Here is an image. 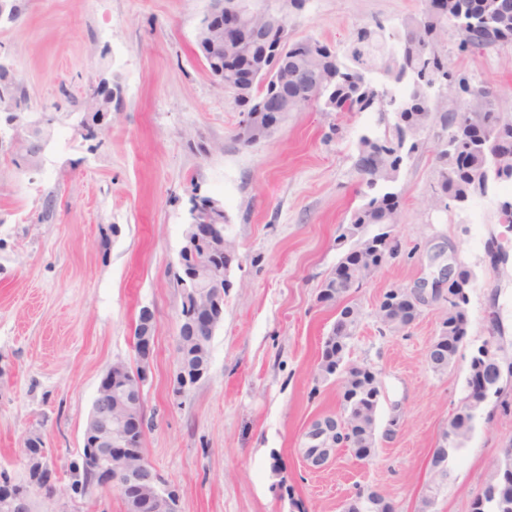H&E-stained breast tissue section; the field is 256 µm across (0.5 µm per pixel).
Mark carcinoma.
Returning a JSON list of instances; mask_svg holds the SVG:
<instances>
[{"label": "carcinoma", "instance_id": "cac0c4a2", "mask_svg": "<svg viewBox=\"0 0 512 512\" xmlns=\"http://www.w3.org/2000/svg\"><path fill=\"white\" fill-rule=\"evenodd\" d=\"M426 7L407 17L398 31L383 38L381 25L359 27L350 43L342 51L317 40L314 51L305 55V46L296 41L288 42V54L302 57V78L298 82L288 79L289 100L296 109L316 108L322 112H378L383 130L360 137L354 168L368 189L374 191L369 199L351 215L350 224L342 228L338 240H354V245L344 253L336 268L324 280L317 299L319 302L340 308L339 316L346 318L350 331L359 326L363 312L361 306L347 300L351 286L373 278L379 268L373 255L378 253L387 260L398 256L397 248L384 242L378 235L368 234V227L376 224H396L401 209V193L392 190L404 157L418 149V140L412 130H424L433 124L440 125L442 143L452 140L460 149L459 158L448 155L447 149L439 152L442 165L434 189L437 197L471 198L478 194L472 173L487 164V156L480 144L481 136L491 133L498 142L508 146L500 163L512 170V117L501 112V101L495 92L484 85L472 84L464 74L452 75L454 86L472 96L469 113L455 120L456 101L452 91L430 104L424 89L410 81L415 72L426 68H447L448 54L439 49L447 33L448 19L453 18L466 27L457 30L460 54L474 53L489 48L483 43H469V33L474 28L492 27L497 32L496 46L512 44V0H425ZM406 82L409 93L395 104L397 112L386 118L382 101H390V84ZM248 137L265 139L270 135L266 112L253 108ZM464 297L452 304L441 323V336L446 339L444 350L429 354L433 370L444 371L454 361L460 347L469 336L468 305ZM402 315L395 324L381 313L376 317L390 330L400 331L412 324L419 312L405 302ZM353 335L333 337L332 351L336 361L348 363V349ZM207 336L191 338L179 336L180 360L188 366L197 365L201 358L209 357ZM368 366L354 365L347 378L337 381L342 389V399L358 393L362 410L342 405L345 423L350 427L351 450L354 457L365 461L373 457L376 447V412L368 399L380 389V382L366 370ZM512 376V364L503 366L494 357L473 353L466 377V395L456 408L443 432L445 450L434 454L431 465L435 474L448 468L449 454L458 451L474 429L476 411L492 395L502 392L503 373ZM365 512H394L393 505L375 491L368 493ZM471 512H512V448H506L494 460L493 471L481 492L472 502Z\"/></svg>", "mask_w": 512, "mask_h": 512}]
</instances>
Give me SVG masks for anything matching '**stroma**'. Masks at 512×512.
<instances>
[{"mask_svg":"<svg viewBox=\"0 0 512 512\" xmlns=\"http://www.w3.org/2000/svg\"><path fill=\"white\" fill-rule=\"evenodd\" d=\"M19 4V20L0 27V69L26 114L54 122L35 170L0 129V471L24 479L23 442L35 433L58 474L53 493L34 494L33 512H125L113 487L74 494L64 467L79 454L103 373L115 363L136 368L134 328L147 306L157 339L142 446L177 489L180 512H343L348 498L372 489L395 512H418L473 352L493 335L512 355V224L500 221L512 184L492 185L469 207H433L440 128L422 133L396 183L402 206L391 232L400 252L354 294L363 317L349 359L381 381L376 452L360 461L341 448L328 467L310 470L302 436L340 410L336 381L316 377L336 320L317 295L344 252L342 225L365 200L356 144L378 128L379 113L287 112L270 137L246 147L235 139L239 110L195 50L211 0ZM422 6L306 0L288 30L342 48L357 27L390 26ZM443 45L449 68L497 90L512 114V46L460 57L451 31ZM103 78L120 83L122 102L111 127L87 139L78 129L84 102ZM195 195L223 205L236 256L208 373L177 396L184 290L170 264ZM494 248L506 262L493 263ZM453 253L475 275L469 336L437 372L427 353L445 299H428L401 334L381 331L375 311L387 289L433 285ZM493 405L449 456L431 512H471L491 461L512 446V379Z\"/></svg>","mask_w":512,"mask_h":512,"instance_id":"35a3bbf8","label":"stroma"}]
</instances>
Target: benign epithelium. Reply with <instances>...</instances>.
Segmentation results:
<instances>
[{"instance_id": "1", "label": "benign epithelium", "mask_w": 512, "mask_h": 512, "mask_svg": "<svg viewBox=\"0 0 512 512\" xmlns=\"http://www.w3.org/2000/svg\"><path fill=\"white\" fill-rule=\"evenodd\" d=\"M243 0H211L209 11L201 19L196 33L198 54L212 78L225 92L236 95L238 86L253 85L256 66L245 62L238 67L237 84L224 83V37L234 31L239 43L254 42L263 48V56H273L274 70L288 75V41L272 44L270 36L278 31L288 36V11L283 8L293 0H275V5L258 4L251 10L250 21L239 23ZM112 108L101 98L96 105L85 110L79 123L83 135L111 124ZM15 146L29 149L28 167L37 169L46 141L51 136L53 118L42 115L37 120L19 127L8 118ZM226 217L224 206L210 199L205 205L190 210L189 230L185 244L171 263V270L184 288V301L179 322L184 332L200 336L213 332L224 315V289L229 287L227 271L204 263L200 255L209 252L213 238H224ZM461 261L456 255L448 258L443 279L435 282L434 296H440L442 286H453L467 293L468 284L459 276ZM140 323L145 328L138 339L139 368L124 379L109 368L101 377L82 436L80 456L90 463V470L100 481L110 482L120 490L124 499L138 500L145 491L146 481L154 484V512H178V491L167 486L146 462L135 467L131 462L144 458L142 437L145 432L144 389L149 381L150 364L155 346L156 319L154 311L144 306L140 310ZM209 369V362L201 361L191 370L179 366L174 379L175 392L182 394L200 382ZM347 429L338 416L327 415L313 421L306 430L307 441L316 445L313 453L303 451L308 468L321 469L336 457V449L346 446ZM32 492L24 487L5 484L0 487V512H32Z\"/></svg>"}]
</instances>
